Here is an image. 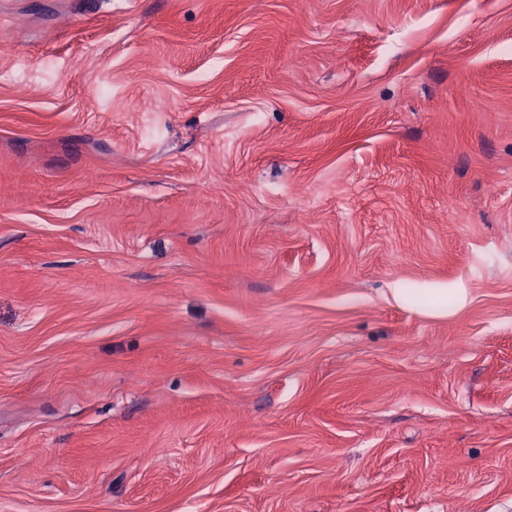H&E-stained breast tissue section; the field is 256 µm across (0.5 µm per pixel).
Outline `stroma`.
<instances>
[{
    "label": "stroma",
    "mask_w": 512,
    "mask_h": 512,
    "mask_svg": "<svg viewBox=\"0 0 512 512\" xmlns=\"http://www.w3.org/2000/svg\"><path fill=\"white\" fill-rule=\"evenodd\" d=\"M0 512H512V0H0Z\"/></svg>",
    "instance_id": "stroma-1"
}]
</instances>
